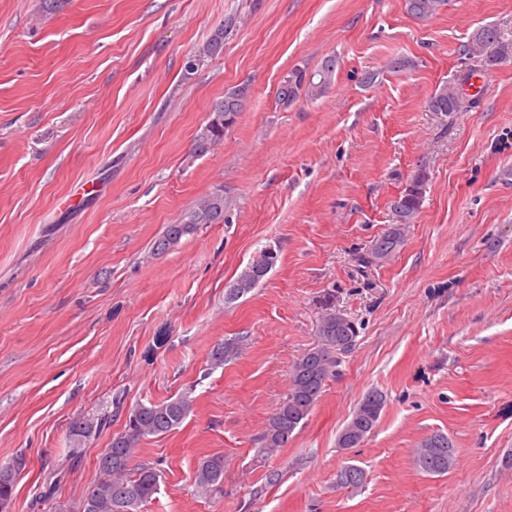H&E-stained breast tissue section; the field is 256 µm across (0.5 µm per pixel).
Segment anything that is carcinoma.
<instances>
[{"label":"carcinoma","instance_id":"obj_1","mask_svg":"<svg viewBox=\"0 0 512 512\" xmlns=\"http://www.w3.org/2000/svg\"><path fill=\"white\" fill-rule=\"evenodd\" d=\"M448 0H402V8L412 18L426 21L436 15ZM228 25L219 26L210 38L192 55L186 64V71H194L207 60L222 53L224 35ZM468 54L484 57L485 65L494 67L512 58V45L501 41L493 27L477 30L464 45ZM339 61L334 56L326 57L313 70L303 66L292 68L280 81L277 97L280 102L290 105L304 97L314 100L323 96L334 81ZM249 97L246 85L232 88L224 98L212 104L209 121L196 140V152L204 154L211 144L224 138V116L238 115ZM432 112L448 115L458 112L462 103L455 99L453 90L441 88L428 101ZM427 172L419 170L403 192L391 201L390 209L397 224H411L415 221L423 202ZM229 200L224 190L217 189L200 199L177 224H169L163 235L154 243V250L166 251L191 233L200 224H219L224 221V212ZM402 245L398 228L390 227L379 238L372 251L377 260L392 256ZM277 256L260 255L249 262L237 278L227 286V294L238 298L256 288L275 266ZM321 345L303 353L290 370L288 392L282 398L268 420L262 435L261 451L270 453L288 445L295 431L304 424L323 393L330 377L336 374L341 356L349 353L356 342L358 328L353 320L344 314L332 311L322 319L319 331ZM237 354V342L226 340L217 344L210 355L211 365L219 367ZM385 396L378 390L367 392L351 419L339 433L337 447L344 450L357 447L376 428L385 407ZM194 399L185 392L169 399L137 404L131 409L122 432L112 437L109 448L99 456L98 467L101 478L76 506V512H138L141 504L150 501L159 491L160 474L152 466L141 464L131 466L137 447L142 441L161 436L179 427L192 412ZM108 424V418L95 421L78 417L71 422L69 433L73 447L57 469L49 472L40 489L39 500L53 512H64V507L54 505L57 486L66 471L78 465L87 442ZM456 448L448 435L436 432L427 437L418 449L416 464L422 472L431 475L448 473L455 463ZM16 466L0 465V501L12 499L16 480ZM365 481V472L354 464L344 466L337 474V485L357 489ZM195 482L202 491H209L224 482V456L215 454L200 458L195 470Z\"/></svg>","mask_w":512,"mask_h":512}]
</instances>
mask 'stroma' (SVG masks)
<instances>
[{
    "label": "stroma",
    "mask_w": 512,
    "mask_h": 512,
    "mask_svg": "<svg viewBox=\"0 0 512 512\" xmlns=\"http://www.w3.org/2000/svg\"><path fill=\"white\" fill-rule=\"evenodd\" d=\"M223 23V53L186 74ZM487 25L512 40V0H448L424 22L401 0H0V464L25 460L8 512H47L38 487L73 419L112 422L57 488L68 512L130 410L184 392L188 418L138 447L160 474L140 512H512V59L488 70L463 52ZM330 55L323 97L278 101L292 67ZM466 72L480 89L461 111H430ZM240 84L235 125L196 153L211 105ZM422 167L415 222L374 260ZM218 188L223 223L154 253ZM266 248L275 267L226 299ZM329 307L356 344L288 445L263 454ZM227 339L239 354L211 368ZM373 388L378 425L338 448ZM438 431L456 462L429 475L415 450ZM212 454L224 482L203 492L196 464ZM350 463L362 488L336 484ZM393 226L376 241L372 251V257L374 259H387L402 245L401 233L399 229L395 227V224H393Z\"/></svg>",
    "instance_id": "obj_1"
}]
</instances>
